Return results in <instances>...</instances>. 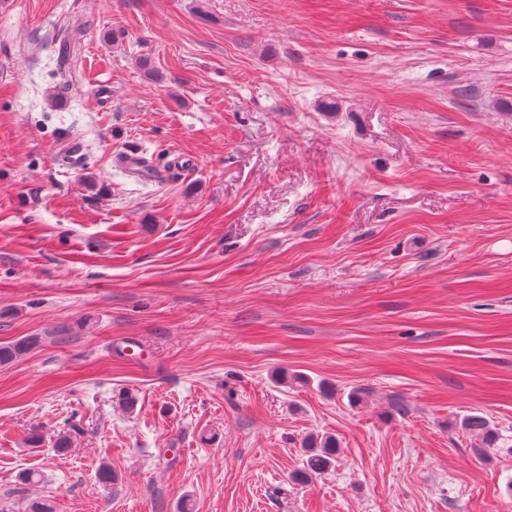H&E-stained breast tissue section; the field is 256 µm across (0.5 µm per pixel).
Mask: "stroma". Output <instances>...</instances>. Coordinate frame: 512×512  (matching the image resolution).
<instances>
[{
  "label": "stroma",
  "instance_id": "35a3bbf8",
  "mask_svg": "<svg viewBox=\"0 0 512 512\" xmlns=\"http://www.w3.org/2000/svg\"><path fill=\"white\" fill-rule=\"evenodd\" d=\"M36 334L0 512H512V0H0V342ZM460 426L480 442L478 448H474L477 453L487 455L491 448H495L496 435L489 419L485 416L467 415L461 420ZM306 466L304 470L297 473L301 478H312L328 470L336 460L337 444L335 438L331 436L318 437L310 439L306 443Z\"/></svg>",
  "mask_w": 512,
  "mask_h": 512
}]
</instances>
